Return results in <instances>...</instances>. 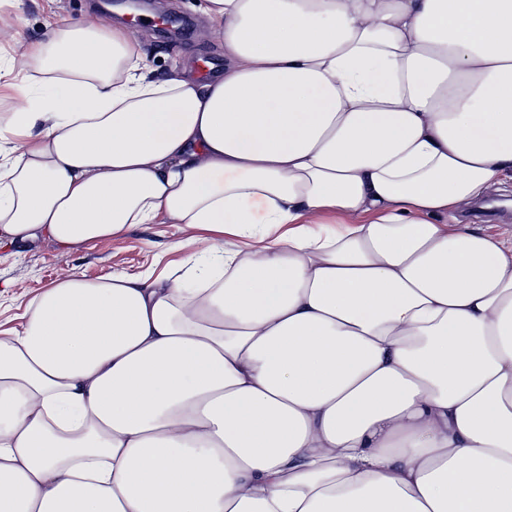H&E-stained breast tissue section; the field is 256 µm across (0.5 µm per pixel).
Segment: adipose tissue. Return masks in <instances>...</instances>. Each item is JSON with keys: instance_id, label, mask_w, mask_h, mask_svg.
Here are the masks:
<instances>
[{"instance_id": "1", "label": "adipose tissue", "mask_w": 512, "mask_h": 512, "mask_svg": "<svg viewBox=\"0 0 512 512\" xmlns=\"http://www.w3.org/2000/svg\"><path fill=\"white\" fill-rule=\"evenodd\" d=\"M222 76L67 18L0 82V246L189 224L0 339V512H512V0H201ZM475 203L467 205L459 215L460 223L472 224L473 228L480 229L483 232H489L494 234H505L512 235V216L502 217L496 215L491 218V221L487 218L482 217H468L471 214L472 207Z\"/></svg>"}]
</instances>
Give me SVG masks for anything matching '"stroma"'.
I'll return each instance as SVG.
<instances>
[{
    "label": "stroma",
    "instance_id": "obj_1",
    "mask_svg": "<svg viewBox=\"0 0 512 512\" xmlns=\"http://www.w3.org/2000/svg\"><path fill=\"white\" fill-rule=\"evenodd\" d=\"M24 25L16 37L0 43L11 58L14 72L24 71L25 44L42 37L48 26L61 19L91 15L112 23L101 9L100 0H16ZM155 14L167 11L188 19L189 27L179 38L151 25L133 30L142 45L154 76L163 78L174 63L186 64L188 74L200 77L201 65H208L209 78L224 71V53L207 18L197 9V0H156ZM193 229L182 224H141L126 233L88 245L64 247L49 238H40L14 247L11 257L0 260V329L19 327L26 304L46 287L76 275L88 280L115 272L136 274L146 269L162 271L171 262L181 263L198 251Z\"/></svg>",
    "mask_w": 512,
    "mask_h": 512
}]
</instances>
